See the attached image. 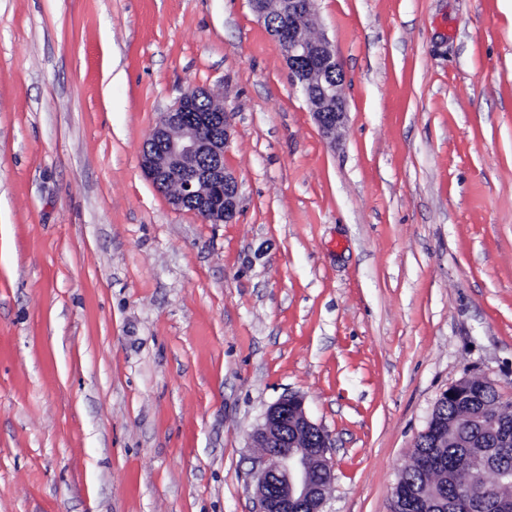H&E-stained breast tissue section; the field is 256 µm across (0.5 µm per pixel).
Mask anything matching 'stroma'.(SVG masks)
I'll list each match as a JSON object with an SVG mask.
<instances>
[{"instance_id": "1", "label": "stroma", "mask_w": 512, "mask_h": 512, "mask_svg": "<svg viewBox=\"0 0 512 512\" xmlns=\"http://www.w3.org/2000/svg\"><path fill=\"white\" fill-rule=\"evenodd\" d=\"M323 139L249 0H0V512H255L281 396L390 512L442 393L512 399V0H316ZM239 213L140 166L189 88Z\"/></svg>"}]
</instances>
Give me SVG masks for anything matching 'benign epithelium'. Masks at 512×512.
<instances>
[{
  "label": "benign epithelium",
  "instance_id": "1",
  "mask_svg": "<svg viewBox=\"0 0 512 512\" xmlns=\"http://www.w3.org/2000/svg\"><path fill=\"white\" fill-rule=\"evenodd\" d=\"M281 20L267 24L278 42L291 83L300 87L323 138L336 142L347 120L341 64L330 42L312 35L316 0H280ZM207 95L202 88L185 91L176 106L161 119L143 145L140 164L158 189L175 183L180 192L170 198L178 209L193 206L204 221L224 224L238 213V181L224 166V154L232 138L229 113L221 106L196 110L197 100ZM320 426L306 415L302 400L284 395L270 405L253 441L263 449L255 471L256 512H324L326 492L333 479L327 458L330 443L312 447L300 439L315 440ZM512 447V433L495 432L494 447L481 448L485 464L494 466ZM424 497L398 482L393 489V512L427 509Z\"/></svg>",
  "mask_w": 512,
  "mask_h": 512
}]
</instances>
